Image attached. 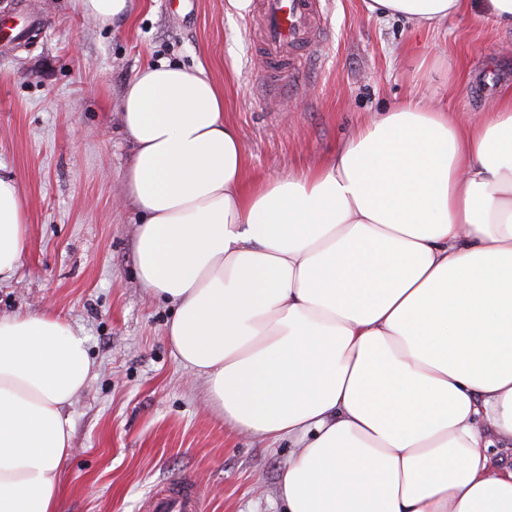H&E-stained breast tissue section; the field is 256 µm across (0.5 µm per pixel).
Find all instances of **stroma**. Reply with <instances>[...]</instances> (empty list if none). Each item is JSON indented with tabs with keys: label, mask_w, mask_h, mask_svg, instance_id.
<instances>
[{
	"label": "stroma",
	"mask_w": 512,
	"mask_h": 512,
	"mask_svg": "<svg viewBox=\"0 0 512 512\" xmlns=\"http://www.w3.org/2000/svg\"><path fill=\"white\" fill-rule=\"evenodd\" d=\"M21 28L0 41V167L19 181L29 248L0 283V314L50 309L85 336L93 376L74 399L59 512H151L154 493L189 481L205 512H282L292 453L226 427L205 384L167 338L174 308L142 288L123 199L133 146L121 100L143 64L202 63L224 88L251 176L322 160L357 126L406 98L480 117L512 87V30L480 0L433 30L383 20L365 0H320V47L298 73L273 70L258 0H133L121 27L68 0H0Z\"/></svg>",
	"instance_id": "stroma-1"
}]
</instances>
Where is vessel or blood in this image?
I'll use <instances>...</instances> for the list:
<instances>
[{
  "instance_id": "vessel-or-blood-1",
  "label": "vessel or blood",
  "mask_w": 512,
  "mask_h": 512,
  "mask_svg": "<svg viewBox=\"0 0 512 512\" xmlns=\"http://www.w3.org/2000/svg\"><path fill=\"white\" fill-rule=\"evenodd\" d=\"M317 5L318 0H262L265 46L274 64L296 71L294 50L315 48ZM152 512H203V508L193 486L178 482L156 493Z\"/></svg>"
}]
</instances>
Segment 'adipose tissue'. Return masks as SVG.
Masks as SVG:
<instances>
[{"label": "adipose tissue", "instance_id": "obj_1", "mask_svg": "<svg viewBox=\"0 0 512 512\" xmlns=\"http://www.w3.org/2000/svg\"><path fill=\"white\" fill-rule=\"evenodd\" d=\"M468 0H369L429 29ZM125 23L133 0H73ZM138 277L225 425L296 447L286 512H512V90L473 122L409 99L298 174L247 176L203 65L137 70L121 102ZM28 245L0 174V281ZM86 339L0 315V512H57Z\"/></svg>", "mask_w": 512, "mask_h": 512}]
</instances>
